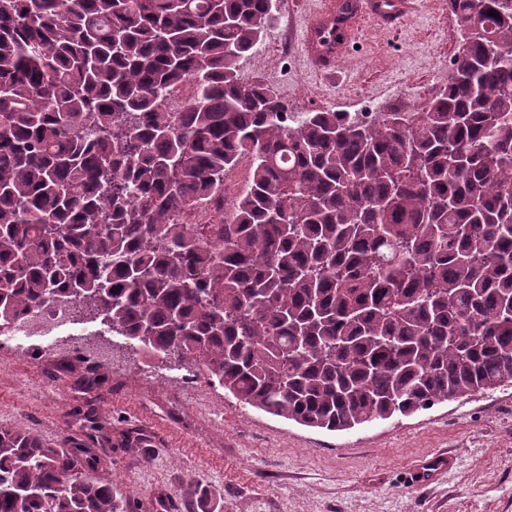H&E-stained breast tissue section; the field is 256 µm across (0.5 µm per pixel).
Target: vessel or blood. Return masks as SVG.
I'll return each mask as SVG.
<instances>
[{
  "instance_id": "obj_1",
  "label": "vessel or blood",
  "mask_w": 512,
  "mask_h": 512,
  "mask_svg": "<svg viewBox=\"0 0 512 512\" xmlns=\"http://www.w3.org/2000/svg\"><path fill=\"white\" fill-rule=\"evenodd\" d=\"M413 0H324V5L303 27L300 45L308 61L319 71L330 72L354 37V27L365 16L387 24L405 16ZM454 465L452 456L437 454L419 461L411 470L413 484L436 481Z\"/></svg>"
}]
</instances>
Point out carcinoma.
<instances>
[{
  "mask_svg": "<svg viewBox=\"0 0 512 512\" xmlns=\"http://www.w3.org/2000/svg\"><path fill=\"white\" fill-rule=\"evenodd\" d=\"M274 8L0 0V325L63 298L327 431L512 386V0H448V82L373 122L242 77ZM245 158L219 249L175 215ZM97 461L0 429V512H131Z\"/></svg>",
  "mask_w": 512,
  "mask_h": 512,
  "instance_id": "carcinoma-1",
  "label": "carcinoma"
}]
</instances>
